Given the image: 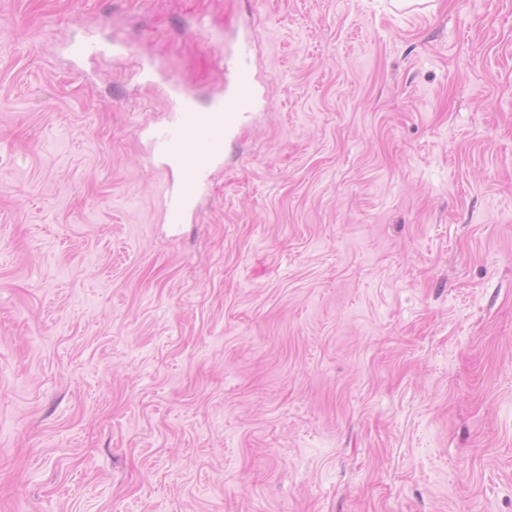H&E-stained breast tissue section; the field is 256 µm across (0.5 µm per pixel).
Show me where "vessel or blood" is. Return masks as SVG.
I'll use <instances>...</instances> for the list:
<instances>
[{"label":"vessel or blood","mask_w":512,"mask_h":512,"mask_svg":"<svg viewBox=\"0 0 512 512\" xmlns=\"http://www.w3.org/2000/svg\"><path fill=\"white\" fill-rule=\"evenodd\" d=\"M230 65L234 80L226 85L223 97L214 99L212 111H194L191 98L179 91L174 99L175 116L147 132L157 158L182 170L179 182L170 188L173 220L186 216L207 185L211 170L222 166L225 134L241 124L258 99L249 42L240 44Z\"/></svg>","instance_id":"obj_1"}]
</instances>
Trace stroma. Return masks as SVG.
Returning <instances> with one entry per match:
<instances>
[{
  "mask_svg": "<svg viewBox=\"0 0 512 512\" xmlns=\"http://www.w3.org/2000/svg\"><path fill=\"white\" fill-rule=\"evenodd\" d=\"M0 512H512V0H0ZM230 65L234 80L226 85L224 97L214 99L212 112H195L191 98L176 90V115L168 124L147 130L157 158L166 166L182 169L181 179L170 188L169 211L174 221L186 216L208 184L211 170L222 166L225 134L241 124L258 99L248 38H244ZM186 152L193 156L189 165L184 163Z\"/></svg>",
  "mask_w": 512,
  "mask_h": 512,
  "instance_id": "stroma-1",
  "label": "stroma"
}]
</instances>
